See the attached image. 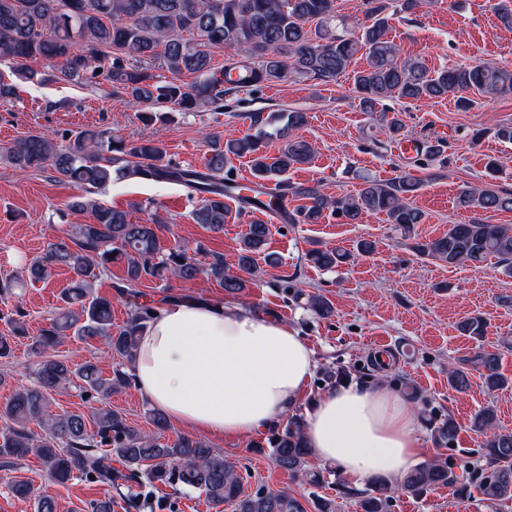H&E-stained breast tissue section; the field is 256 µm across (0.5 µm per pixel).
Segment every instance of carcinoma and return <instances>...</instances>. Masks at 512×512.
I'll list each match as a JSON object with an SVG mask.
<instances>
[{
	"instance_id": "obj_1",
	"label": "carcinoma",
	"mask_w": 512,
	"mask_h": 512,
	"mask_svg": "<svg viewBox=\"0 0 512 512\" xmlns=\"http://www.w3.org/2000/svg\"><path fill=\"white\" fill-rule=\"evenodd\" d=\"M366 23L358 36L339 34L344 20L336 13V0H0V60L10 65L21 81L38 78L32 64L52 66L59 83L89 85L103 77L112 93L133 103L146 105L137 113L145 126L167 124L210 105L223 108L224 96L240 89L272 84L289 72L329 85L346 73L355 56L362 53L366 66L353 74V92L365 112L390 98L435 99L452 96L457 109L466 111L474 101L464 93L471 90L490 97L512 95V68L485 63L430 71L416 59L403 56L388 38L392 15L387 0H363ZM191 39H186L185 35ZM230 50L224 66L213 64V50ZM160 62L171 79L154 73ZM193 81L185 83L182 75ZM250 132L222 139L206 134L209 155L204 170L183 168L166 160L162 140L152 136L126 139L112 131L55 130L28 135L0 146V157L19 170L46 166L77 189L69 203L74 211L92 213L90 224H68L42 255L26 269L31 283L47 279L52 270L65 267L73 272L60 290L57 312L36 336L29 351L38 359L35 384L18 390L0 405V471L11 473L7 486L13 497L35 501L36 512H57L55 500L34 493L32 484L16 475L21 461L33 455L49 477L65 484L76 477L107 486L119 495L131 494L130 506L138 507L141 495L135 489L169 485L188 494L200 491L216 508L231 512H307L303 503L286 491L258 490L245 493L235 465L204 441L180 436L162 443L130 425L123 414L112 409V394L131 385L133 365L142 334L151 321L154 306L140 301L138 285L151 277L190 281L205 274L224 286L232 297L242 294L261 272L256 256L273 266L277 258L266 252L270 228L262 222L248 225L240 240L237 266L250 278L227 272L224 255L213 252L201 268L190 249L173 244L163 247L160 225L133 222L129 213L102 206L84 196L90 188L112 181V174L128 178L175 182L198 196L192 213L195 223L213 233L224 231L229 208L224 198L233 195L252 208L256 205L281 209L283 200L303 201L283 213L290 224H317L331 212L356 223L364 213H383L388 223L410 240L415 255L450 266L480 264L494 257L512 274V224H493L474 215L465 224H451L448 233L421 240L415 233L424 213L412 197L419 183L407 174L386 180L366 178L355 195L329 197L319 186L295 184L288 172L312 162L314 147L293 135L307 117L299 111L249 113ZM282 139L278 154L266 151L271 139ZM246 157L253 181L239 184L233 179L232 160ZM278 187L280 195L267 201L266 183ZM463 208L483 212H512V191L489 182L466 189L458 198ZM351 257L334 249H311L305 260L331 269ZM115 263L125 266V285L118 294L129 304L126 320L112 321V299L93 291L98 273ZM286 293L306 299L315 315L333 314L330 301L319 293L304 292L292 278L279 280ZM463 336L481 338L487 321L480 315L459 321ZM99 338L105 352L122 359L105 378L99 367L86 362L76 368L57 358L55 348L62 338ZM472 363L481 370L488 390L508 387L509 379L499 371V355L482 352ZM66 385L88 394L90 415L80 411L53 410L51 392ZM448 385L458 392L469 387L468 372H448ZM36 422L43 434L35 436L29 424ZM482 433L483 462L465 467L458 475L448 462L419 465L408 470L398 488L383 480L372 482L361 493L358 512H389L393 494L400 491L420 498L434 489L452 487L458 497L477 488L485 500L496 505L512 502V432H502L491 407L480 410L472 422ZM304 419L295 415L281 430L257 444L273 463L288 475L317 485L322 473L309 467L313 456L303 438ZM436 443L446 445L458 431L453 418L432 426ZM117 459L122 468L112 467Z\"/></svg>"
}]
</instances>
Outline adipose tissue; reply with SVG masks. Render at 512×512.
<instances>
[{
    "mask_svg": "<svg viewBox=\"0 0 512 512\" xmlns=\"http://www.w3.org/2000/svg\"><path fill=\"white\" fill-rule=\"evenodd\" d=\"M315 367L294 326L235 302L184 300L159 307L133 373L139 394L175 426L244 439L292 412ZM304 440L359 484L400 481L422 452L411 405L385 384L320 393Z\"/></svg>",
    "mask_w": 512,
    "mask_h": 512,
    "instance_id": "adipose-tissue-1",
    "label": "adipose tissue"
}]
</instances>
